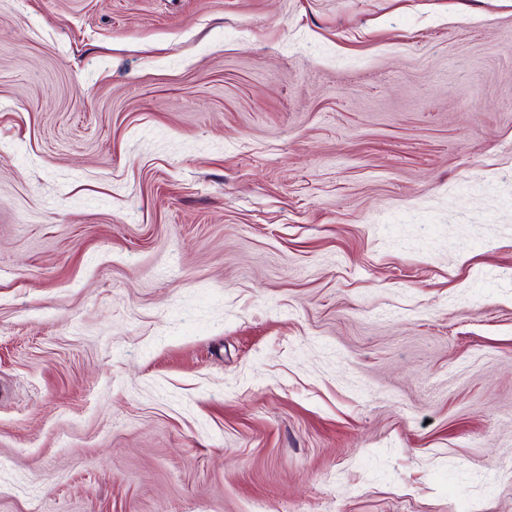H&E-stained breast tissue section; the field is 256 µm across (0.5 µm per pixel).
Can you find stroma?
<instances>
[{"label":"stroma","mask_w":512,"mask_h":512,"mask_svg":"<svg viewBox=\"0 0 512 512\" xmlns=\"http://www.w3.org/2000/svg\"><path fill=\"white\" fill-rule=\"evenodd\" d=\"M0 512H512V0H0Z\"/></svg>","instance_id":"1"}]
</instances>
